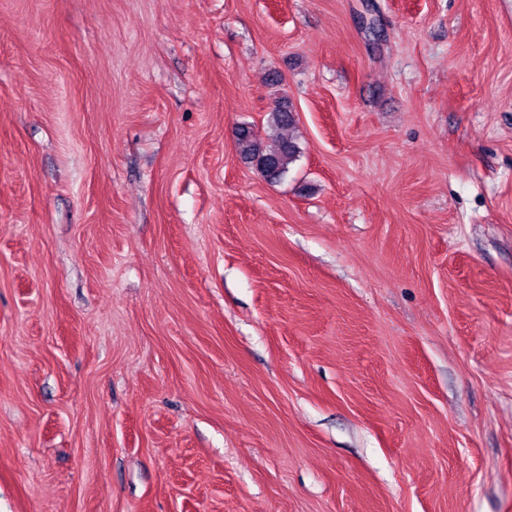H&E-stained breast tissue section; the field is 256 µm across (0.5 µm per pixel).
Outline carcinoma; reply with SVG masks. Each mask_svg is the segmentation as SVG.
<instances>
[{
  "instance_id": "cac0c4a2",
  "label": "carcinoma",
  "mask_w": 512,
  "mask_h": 512,
  "mask_svg": "<svg viewBox=\"0 0 512 512\" xmlns=\"http://www.w3.org/2000/svg\"><path fill=\"white\" fill-rule=\"evenodd\" d=\"M295 125L293 111L278 104L271 111V127L276 135L266 146L261 145L248 126H241L235 131V141L239 154L256 161L260 173L268 179H278L288 172L289 165L294 162L299 153L297 143L281 134Z\"/></svg>"
}]
</instances>
